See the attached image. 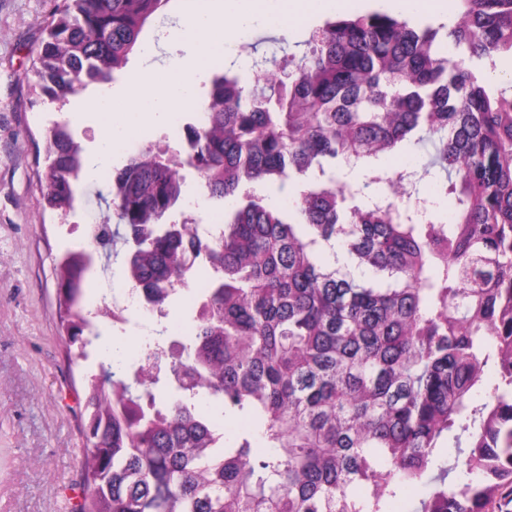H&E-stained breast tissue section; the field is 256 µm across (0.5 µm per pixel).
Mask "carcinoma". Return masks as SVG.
<instances>
[{
    "instance_id": "cac0c4a2",
    "label": "carcinoma",
    "mask_w": 512,
    "mask_h": 512,
    "mask_svg": "<svg viewBox=\"0 0 512 512\" xmlns=\"http://www.w3.org/2000/svg\"><path fill=\"white\" fill-rule=\"evenodd\" d=\"M171 0H60L28 80L52 101L109 84ZM451 27L373 11L326 22L299 62L252 80L216 72L186 125L187 164L217 199H236L203 237L169 221L179 164L146 147L112 183L123 224L122 274L146 293L155 336L131 361L112 351L86 376L79 512H493L512 485V81L476 74L512 57V0H458ZM450 42L454 58L442 54ZM431 139L425 173L454 206L417 217L410 204L357 197L403 182L372 167ZM88 171L67 125L50 129L47 206L73 209ZM298 181L292 210L260 190ZM93 253L56 266L67 347L87 359L93 321L83 283ZM203 257L190 335L165 304ZM245 420L218 431L209 408ZM450 441L458 461L438 453ZM460 471L456 485L448 477Z\"/></svg>"
}]
</instances>
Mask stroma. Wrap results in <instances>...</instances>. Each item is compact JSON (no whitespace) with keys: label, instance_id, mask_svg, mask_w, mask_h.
<instances>
[{"label":"stroma","instance_id":"35a3bbf8","mask_svg":"<svg viewBox=\"0 0 512 512\" xmlns=\"http://www.w3.org/2000/svg\"><path fill=\"white\" fill-rule=\"evenodd\" d=\"M58 0H0V512H75L82 499L85 377L105 358V344L122 345L136 356L150 341L153 321L129 311L128 321L100 319L101 335L87 347L88 358L72 363L67 354L57 300V262L67 249L88 246L84 228L112 216L109 183H82L72 211L46 208L44 172L47 135L67 124L84 157L96 154L100 129L83 111L99 89L91 83L66 104L40 95L27 80L36 51ZM190 0H171L152 19L142 39L159 47L152 60L166 74L194 49L172 33ZM318 15L283 31L263 22L237 30L221 58L224 67L253 77L261 63L283 55L302 57L306 42L326 22ZM185 155L169 123L127 137L112 158L118 169L139 148ZM432 159L428 141L385 158V166L412 176V198L436 204L441 215L451 207L434 191V176L424 168ZM183 199L175 220L220 219L231 200L211 198L191 167H183Z\"/></svg>","mask_w":512,"mask_h":512}]
</instances>
